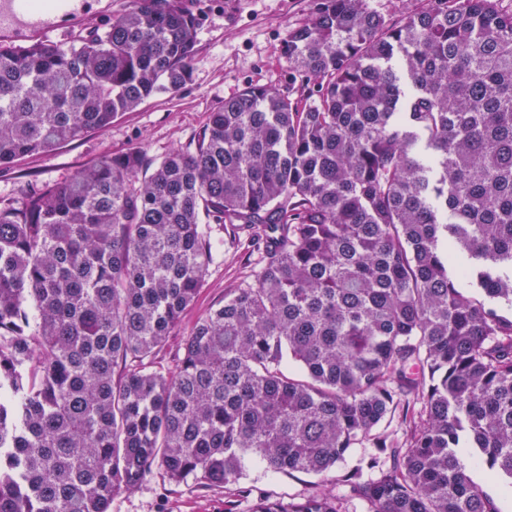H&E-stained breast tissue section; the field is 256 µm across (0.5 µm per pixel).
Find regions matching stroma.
<instances>
[{
	"label": "stroma",
	"instance_id": "1",
	"mask_svg": "<svg viewBox=\"0 0 512 512\" xmlns=\"http://www.w3.org/2000/svg\"><path fill=\"white\" fill-rule=\"evenodd\" d=\"M132 0H86L81 17L64 16L62 27L81 32L106 26L123 13ZM199 20L197 52L192 79L175 93L147 99L102 129L87 132L47 154H33L0 167V199L20 201L26 191L45 183L61 182L106 154L139 149L160 160L177 148H188L207 123L211 112L250 84L266 85L292 96L311 95L313 87L288 67L282 46L292 28L312 17L314 0H184ZM218 256L211 264L204 287L187 311L180 328L171 336L159 363L176 372L177 352L197 317L222 303L224 296L255 269L254 258L225 231L213 230ZM367 449H350L343 461L325 476L275 473L249 466L242 480L251 489L247 498L226 501L222 489L201 487L194 478L169 481L152 470L132 490L112 497L111 512H251L254 498L270 494L282 499L300 498L315 487L339 486L346 473L355 470Z\"/></svg>",
	"mask_w": 512,
	"mask_h": 512
}]
</instances>
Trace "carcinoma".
Returning <instances> with one entry per match:
<instances>
[{"instance_id": "cac0c4a2", "label": "carcinoma", "mask_w": 512, "mask_h": 512, "mask_svg": "<svg viewBox=\"0 0 512 512\" xmlns=\"http://www.w3.org/2000/svg\"><path fill=\"white\" fill-rule=\"evenodd\" d=\"M197 34L183 0H133L0 42V165L177 92ZM285 54L312 101L248 85L191 149L0 201V512H110L155 467L246 496L249 463L325 475L369 438L376 475L252 512H500L459 455L512 481V9L315 0ZM212 224L258 269L171 375ZM399 406L404 438L373 436Z\"/></svg>"}]
</instances>
